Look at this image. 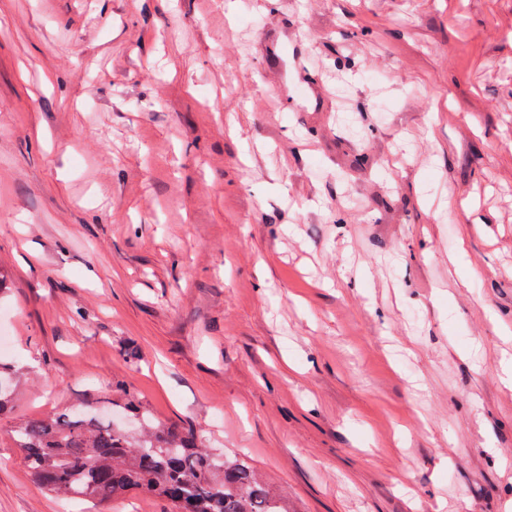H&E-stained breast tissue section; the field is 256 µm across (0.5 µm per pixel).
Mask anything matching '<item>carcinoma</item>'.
Returning a JSON list of instances; mask_svg holds the SVG:
<instances>
[{"label": "carcinoma", "instance_id": "carcinoma-1", "mask_svg": "<svg viewBox=\"0 0 512 512\" xmlns=\"http://www.w3.org/2000/svg\"><path fill=\"white\" fill-rule=\"evenodd\" d=\"M119 391L112 410L135 420L132 430L85 408L15 425L14 444L32 482L103 506L142 493L172 512H288L247 461L210 452L192 428L166 423L129 388Z\"/></svg>", "mask_w": 512, "mask_h": 512}]
</instances>
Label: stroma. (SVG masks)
<instances>
[{"label": "stroma", "mask_w": 512, "mask_h": 512, "mask_svg": "<svg viewBox=\"0 0 512 512\" xmlns=\"http://www.w3.org/2000/svg\"><path fill=\"white\" fill-rule=\"evenodd\" d=\"M0 326V512L122 384L290 512H512V0H0Z\"/></svg>", "instance_id": "1"}]
</instances>
